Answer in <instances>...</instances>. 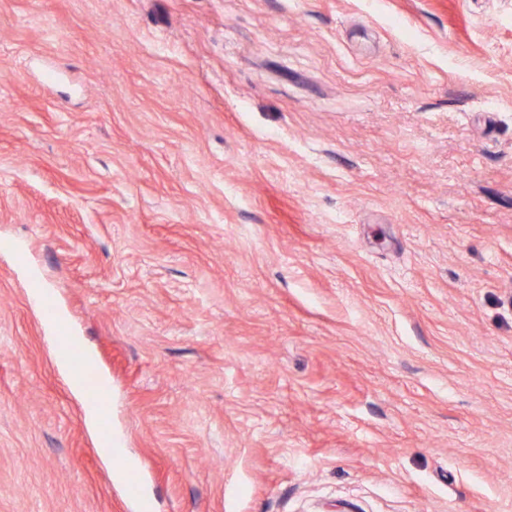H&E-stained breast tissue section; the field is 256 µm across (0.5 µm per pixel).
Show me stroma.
I'll use <instances>...</instances> for the list:
<instances>
[{
	"mask_svg": "<svg viewBox=\"0 0 512 512\" xmlns=\"http://www.w3.org/2000/svg\"><path fill=\"white\" fill-rule=\"evenodd\" d=\"M1 241L0 512H512V0H0ZM87 404L97 418L100 436L110 438L112 435V417L108 400L107 388L103 385L96 387L93 394L87 398Z\"/></svg>",
	"mask_w": 512,
	"mask_h": 512,
	"instance_id": "stroma-1",
	"label": "stroma"
}]
</instances>
